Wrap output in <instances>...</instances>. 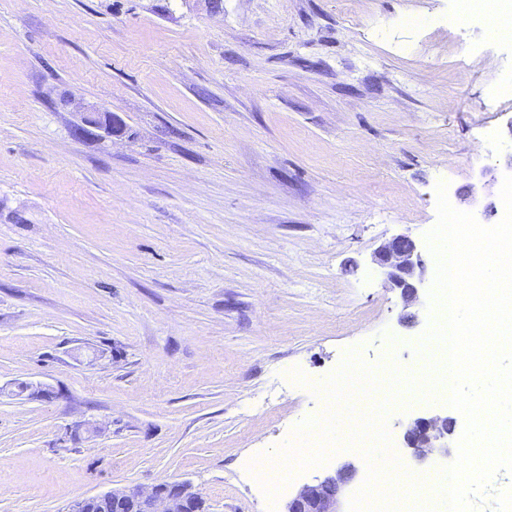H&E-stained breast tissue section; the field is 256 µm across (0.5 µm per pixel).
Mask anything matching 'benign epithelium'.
<instances>
[{
  "label": "benign epithelium",
  "mask_w": 512,
  "mask_h": 512,
  "mask_svg": "<svg viewBox=\"0 0 512 512\" xmlns=\"http://www.w3.org/2000/svg\"><path fill=\"white\" fill-rule=\"evenodd\" d=\"M85 124L118 136L123 125L119 116L108 107H92L84 111ZM374 262L382 270L385 283L400 293L405 305L420 301L426 286L427 264L420 246L410 236L397 234L386 240L374 253ZM455 421L446 414L419 415L405 427L403 440L412 455L420 460L450 452L448 436ZM355 466L344 464L333 474H327L311 484L303 485L288 501L286 512H338L336 504L345 480L355 474ZM129 499L136 503L137 512H197L200 495L187 482L161 483L150 491L137 487L84 497L74 502L70 512H85L87 501Z\"/></svg>",
  "instance_id": "benign-epithelium-1"
}]
</instances>
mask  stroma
<instances>
[{"label": "stroma", "mask_w": 512, "mask_h": 512, "mask_svg": "<svg viewBox=\"0 0 512 512\" xmlns=\"http://www.w3.org/2000/svg\"><path fill=\"white\" fill-rule=\"evenodd\" d=\"M457 0H0V512H68L187 481L207 512H285L358 450L269 505L248 458L321 416L348 350L420 377L374 251L424 242L436 187L483 226L512 175V41ZM118 112L120 137L79 112ZM300 370L308 386L297 385ZM42 386L44 396L18 393ZM423 489L453 456L403 441Z\"/></svg>", "instance_id": "stroma-1"}]
</instances>
